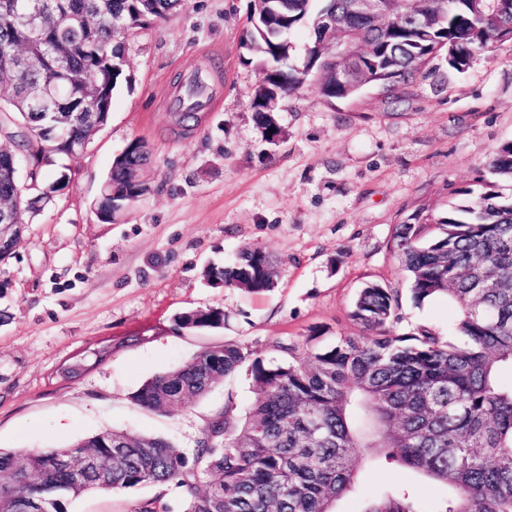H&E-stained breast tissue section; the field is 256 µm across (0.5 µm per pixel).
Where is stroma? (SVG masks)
<instances>
[{"label":"stroma","instance_id":"stroma-1","mask_svg":"<svg viewBox=\"0 0 512 512\" xmlns=\"http://www.w3.org/2000/svg\"><path fill=\"white\" fill-rule=\"evenodd\" d=\"M248 0H182L165 20L127 34L129 82L115 89L107 122L78 155L43 167L60 185L33 213L0 261V450L71 446L104 430L159 436L193 453L207 423L231 402L254 400L242 369L205 397L156 413L130 399L155 375L199 352L246 346L269 364L282 346L299 354L362 330L349 316L364 283L403 290L402 331L440 333L458 304H414L390 249L394 227L417 211L441 216L459 190L481 191L488 161L512 141V41L478 55L463 72L431 58L410 82L324 101L315 84L284 99L283 142L269 147L253 119L259 73L241 47ZM214 69L213 103L183 129L168 92ZM151 150L150 194L121 223L101 221L94 203L113 158L134 139ZM246 246L275 263L277 286L252 294L203 277ZM224 312L222 328H178V313ZM111 352L74 381L59 368L102 346ZM402 486L429 503L442 487L389 465L362 468L355 495L334 512H362L382 489ZM183 488L147 485L92 493L67 512H132L161 497L180 512Z\"/></svg>","mask_w":512,"mask_h":512}]
</instances>
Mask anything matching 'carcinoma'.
I'll return each instance as SVG.
<instances>
[{
	"label": "carcinoma",
	"mask_w": 512,
	"mask_h": 512,
	"mask_svg": "<svg viewBox=\"0 0 512 512\" xmlns=\"http://www.w3.org/2000/svg\"><path fill=\"white\" fill-rule=\"evenodd\" d=\"M182 0H45V32L33 45L20 39L18 15L0 14V40L19 42L51 59L43 71L3 69L4 96L52 80L58 98L72 112H98L128 80V57L120 32L164 19ZM259 0L247 13L241 47L256 63L260 83L280 98L307 83L326 99L352 97L351 86L384 80H412L433 55L466 70L474 56L497 43L512 12L500 0H392L380 18L353 15L352 0ZM311 22L314 36L303 61L289 63V35ZM14 113L13 141L28 158V181L21 207H42L40 173L59 156L79 152L85 125L75 121L67 134L73 148L51 138L50 118L41 112ZM254 122L262 137L280 134L263 98L254 96ZM114 158L106 175L125 200L148 190L128 182V169L147 166L142 139ZM491 175L512 181V141L501 144L488 163ZM485 190L452 206L431 224H399L391 247L408 274L410 294L420 305L446 297L461 305L454 343L427 326L397 335L403 322L399 289L367 282L350 317L361 336H342L304 363L288 346V360L250 362V350L227 343L198 353L180 369L158 375L131 395L151 410L183 407L250 366L256 398L241 418L234 407L207 424L193 462L168 440L105 430L86 444L18 455L0 451V512H16L22 501L38 512H65L64 502L87 493L122 492L143 485L174 483L185 491L182 512H330L355 489L364 457L443 484L447 495L431 508L400 488L386 490L364 512H512V385L499 371L512 366V194L484 182ZM252 248L224 267L211 266L207 281L247 292L270 291L275 275L248 262ZM184 329L224 326V311L205 308L175 319ZM108 355L96 349L66 368L75 378ZM368 455L362 454V449ZM92 449L112 453V469H90L75 485L57 465Z\"/></svg>",
	"instance_id": "1"
}]
</instances>
